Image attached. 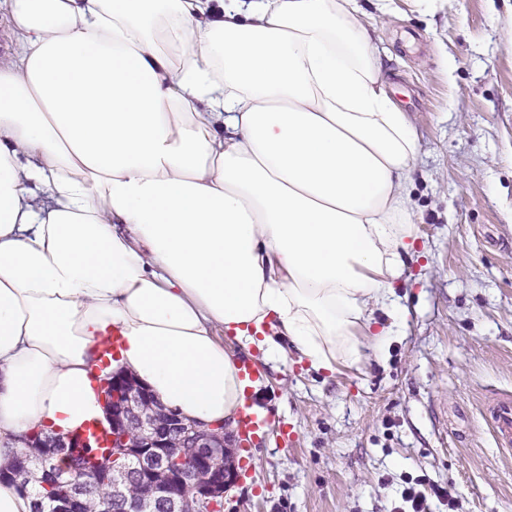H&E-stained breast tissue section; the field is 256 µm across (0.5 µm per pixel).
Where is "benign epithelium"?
<instances>
[{"instance_id":"benign-epithelium-1","label":"benign epithelium","mask_w":512,"mask_h":512,"mask_svg":"<svg viewBox=\"0 0 512 512\" xmlns=\"http://www.w3.org/2000/svg\"><path fill=\"white\" fill-rule=\"evenodd\" d=\"M104 400L109 409L107 445L112 449L108 460L87 452L100 446L91 433L31 435L27 442L38 449L35 458L21 461L8 479L23 490L31 482L48 491L66 487L56 512H80L88 475L109 484L112 506L121 512H207L237 483L235 431L229 425L183 419L128 375L104 382ZM188 474L194 482L185 493L162 481L165 475L181 481ZM134 478L140 491L130 498Z\"/></svg>"}]
</instances>
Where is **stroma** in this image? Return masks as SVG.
I'll return each mask as SVG.
<instances>
[{
	"instance_id": "35a3bbf8",
	"label": "stroma",
	"mask_w": 512,
	"mask_h": 512,
	"mask_svg": "<svg viewBox=\"0 0 512 512\" xmlns=\"http://www.w3.org/2000/svg\"><path fill=\"white\" fill-rule=\"evenodd\" d=\"M511 21L512 0H394L374 17L386 89L423 145L401 324L332 374L252 353L267 423L223 512H391L420 479L452 497L431 512H512V451L487 419L512 397Z\"/></svg>"
}]
</instances>
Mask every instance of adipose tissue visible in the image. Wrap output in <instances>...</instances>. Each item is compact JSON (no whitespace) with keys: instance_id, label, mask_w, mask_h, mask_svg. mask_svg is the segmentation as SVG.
Instances as JSON below:
<instances>
[{"instance_id":"obj_1","label":"adipose tissue","mask_w":512,"mask_h":512,"mask_svg":"<svg viewBox=\"0 0 512 512\" xmlns=\"http://www.w3.org/2000/svg\"><path fill=\"white\" fill-rule=\"evenodd\" d=\"M8 9L0 460L34 427L105 419L94 380L115 372L183 418L235 421L247 383L221 330L331 373L389 341L421 144L357 0Z\"/></svg>"}]
</instances>
